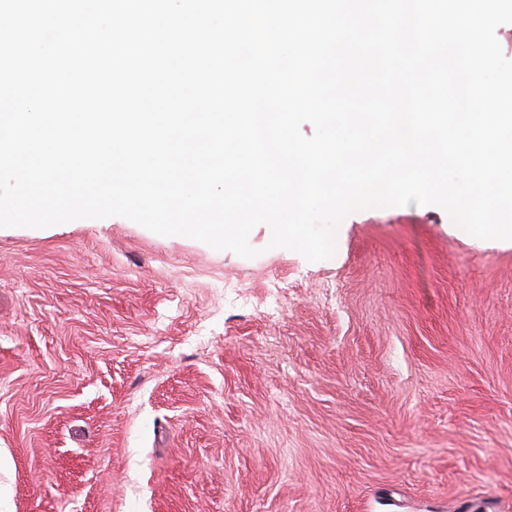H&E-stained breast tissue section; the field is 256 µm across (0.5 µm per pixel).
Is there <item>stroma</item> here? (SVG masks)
I'll list each match as a JSON object with an SVG mask.
<instances>
[{"label": "stroma", "instance_id": "obj_1", "mask_svg": "<svg viewBox=\"0 0 512 512\" xmlns=\"http://www.w3.org/2000/svg\"><path fill=\"white\" fill-rule=\"evenodd\" d=\"M270 238L0 228V512H512V241Z\"/></svg>", "mask_w": 512, "mask_h": 512}]
</instances>
